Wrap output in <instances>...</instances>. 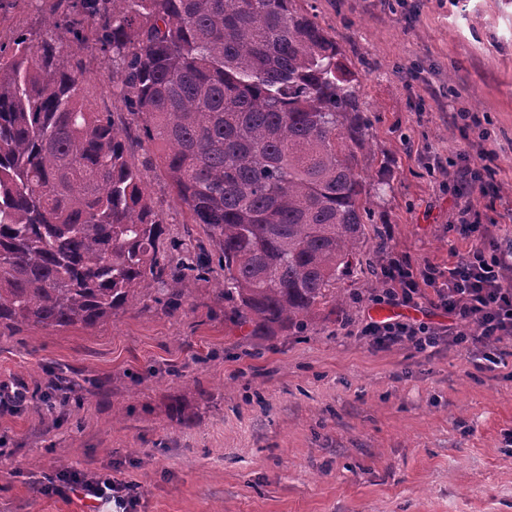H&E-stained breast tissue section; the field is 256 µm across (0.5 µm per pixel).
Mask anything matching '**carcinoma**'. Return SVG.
Masks as SVG:
<instances>
[{"label": "carcinoma", "instance_id": "1", "mask_svg": "<svg viewBox=\"0 0 512 512\" xmlns=\"http://www.w3.org/2000/svg\"><path fill=\"white\" fill-rule=\"evenodd\" d=\"M68 30L112 54L117 92L161 146L177 199L219 248L224 321L315 329L373 223L359 154L371 122L336 37L297 0H80ZM50 26L30 57L0 41V337L92 330L119 310L181 307L189 273L112 113L82 93Z\"/></svg>", "mask_w": 512, "mask_h": 512}]
</instances>
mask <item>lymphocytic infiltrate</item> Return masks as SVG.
<instances>
[{"label":"lymphocytic infiltrate","mask_w":512,"mask_h":512,"mask_svg":"<svg viewBox=\"0 0 512 512\" xmlns=\"http://www.w3.org/2000/svg\"><path fill=\"white\" fill-rule=\"evenodd\" d=\"M457 221L464 238L472 242L465 256L444 269L416 268L390 259L381 269L383 287L371 297L376 305L416 308L425 289H432L434 306L448 312L452 325L443 329L411 320L369 319L360 333L372 349L406 345L423 352L446 339L467 354L496 364L500 344L512 339V262L469 206H460ZM42 481L57 494L72 492L91 500L93 512H133L139 499L136 485L109 477L73 480L61 473H46Z\"/></svg>","instance_id":"f902f5d3"}]
</instances>
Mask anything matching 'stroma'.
<instances>
[{
    "label": "stroma",
    "instance_id": "obj_1",
    "mask_svg": "<svg viewBox=\"0 0 512 512\" xmlns=\"http://www.w3.org/2000/svg\"><path fill=\"white\" fill-rule=\"evenodd\" d=\"M335 35L372 121L360 166L374 222L360 261L339 282L347 307L324 311L305 336H252L224 320L214 291L220 253L188 223L162 169L149 191L175 248L204 254L179 309L130 308L99 330H33L0 338V383L26 382L20 409L0 408V512H84L44 490L65 461L87 477L140 486L137 512H512V345L503 362L441 346L374 351L359 330L373 268L397 257L447 265L469 247L455 222V182L430 172L495 150L493 179L469 195L512 244V0H300ZM46 0H0V39L39 40ZM86 62L89 100L130 128L136 164L158 149L112 95V62ZM458 112L485 124L459 128ZM387 249L378 252L376 243ZM76 385L78 417L47 419L49 372Z\"/></svg>",
    "mask_w": 512,
    "mask_h": 512
}]
</instances>
